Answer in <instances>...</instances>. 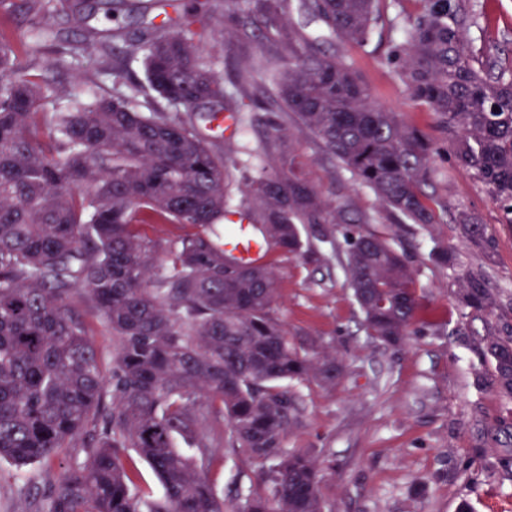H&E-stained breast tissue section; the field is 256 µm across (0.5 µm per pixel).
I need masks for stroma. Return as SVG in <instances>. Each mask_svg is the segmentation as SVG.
<instances>
[{"mask_svg": "<svg viewBox=\"0 0 512 512\" xmlns=\"http://www.w3.org/2000/svg\"><path fill=\"white\" fill-rule=\"evenodd\" d=\"M45 19L56 48L69 51V67L53 71L56 87L90 98L112 86V58L104 51L114 28L135 38L152 26H174L183 10L200 6L212 13L211 30L201 42L210 52L214 31L232 27L222 0H155L145 15L107 17L100 0H56ZM474 22L466 32L470 52L512 64V0H466ZM95 11L88 28L75 22L79 6ZM403 27L382 18L367 43L354 47L325 44L330 55L347 57L369 86L374 99L426 135L435 133V117L420 111L384 65L389 41L403 38ZM272 56L269 42L233 41L220 54L217 71L225 83L237 80L242 61L253 79H261ZM296 162L322 194L350 205L353 217L369 215L372 227L390 223L374 194L341 166L330 164L307 134H300ZM434 178L426 191L447 202L445 223L430 230L403 225L398 240L418 272L419 333L399 349L367 340L360 314L331 241L311 239L306 253H269L278 280V317L294 344L308 350L311 340L342 359V377L332 386L306 382L298 386L300 413L289 427L285 448L314 456L321 467L324 512H512V426L496 421L506 407L489 383L477 382L472 351L460 333L484 335L485 321L464 314L457 301L459 272L481 271L490 288L500 291L502 325L512 328V226L485 187L458 168L449 154L431 161ZM476 215L494 238L484 254L468 247L457 230L459 211ZM438 244L452 248L458 269L436 268L429 260ZM67 303L85 323L98 350L104 376L112 374V332L87 293L73 291ZM80 445L61 448L41 463L18 467L0 463V512H41L64 470L83 461ZM269 472L220 449L208 473L225 497L259 487Z\"/></svg>", "mask_w": 512, "mask_h": 512, "instance_id": "stroma-1", "label": "stroma"}]
</instances>
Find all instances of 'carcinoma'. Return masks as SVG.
Instances as JSON below:
<instances>
[{"instance_id":"carcinoma-1","label":"carcinoma","mask_w":512,"mask_h":512,"mask_svg":"<svg viewBox=\"0 0 512 512\" xmlns=\"http://www.w3.org/2000/svg\"><path fill=\"white\" fill-rule=\"evenodd\" d=\"M51 2L21 0L15 8L41 17ZM225 2L251 30L226 29L217 45L249 35L282 49L263 72L273 101L265 117L252 112L251 64L229 89L216 58L200 52L197 27L211 21L205 12L127 41L112 57L113 74L137 62L146 85L114 86L88 101L29 73L0 41V461L33 465L95 431L45 512H323L318 464L283 441L298 411L294 386L332 385L342 367L329 352L309 357L291 341L275 310L272 265L244 264L224 249L227 224L258 226L267 248L299 255L306 238L328 236L322 225L354 223L297 174L292 129L310 135L390 215L424 228L440 222L437 209L448 211L424 191L430 160L448 143L455 165L484 185L512 225V67L496 59L474 65L463 0H418L405 38L383 57L409 100L437 117L440 139L377 105L347 59L322 49L335 39L363 45L399 0H296L300 14L320 22L314 33L286 22L288 0ZM51 93L67 105L48 119L43 103ZM161 102L184 113L161 112ZM217 112L231 114L235 133L269 129L248 154L261 173L239 203L237 159L221 146L224 137L198 126ZM150 224L197 232L159 260L143 231ZM457 224L473 248L493 247L474 215L460 212ZM345 244L342 265L367 336L401 344L415 333V270L387 232L359 229ZM429 256L456 265L446 247ZM76 288L90 293L112 329L109 383L66 304ZM458 300L487 319L498 307L486 279L470 270L461 274ZM477 354L511 404L512 334L487 322ZM214 412L225 418L226 447L236 457L277 459L267 486L231 503L208 479ZM129 448L152 467L158 493L138 490Z\"/></svg>"}]
</instances>
